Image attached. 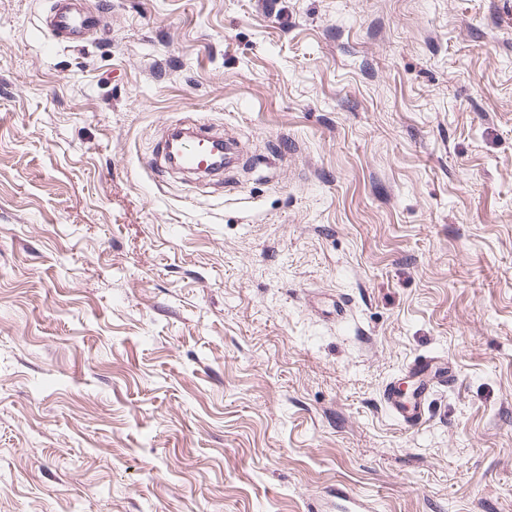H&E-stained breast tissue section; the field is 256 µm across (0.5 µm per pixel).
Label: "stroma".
I'll use <instances>...</instances> for the list:
<instances>
[{
	"label": "stroma",
	"mask_w": 512,
	"mask_h": 512,
	"mask_svg": "<svg viewBox=\"0 0 512 512\" xmlns=\"http://www.w3.org/2000/svg\"><path fill=\"white\" fill-rule=\"evenodd\" d=\"M46 6L0 0V512H512V0ZM194 120L234 191L157 174ZM43 28L57 44L66 47L84 43L89 33L107 28V10L91 7L85 0H49ZM458 382L455 368L444 357L421 354L401 371V378L386 384L382 400L386 409L406 430H416L432 418L436 389L453 387ZM412 387L411 398L402 394L401 386Z\"/></svg>",
	"instance_id": "stroma-1"
}]
</instances>
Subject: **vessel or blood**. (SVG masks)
<instances>
[{"instance_id": "obj_1", "label": "vessel or blood", "mask_w": 512, "mask_h": 512, "mask_svg": "<svg viewBox=\"0 0 512 512\" xmlns=\"http://www.w3.org/2000/svg\"><path fill=\"white\" fill-rule=\"evenodd\" d=\"M43 27L57 44L74 47L84 43L89 33L107 28L104 7H91L86 0H49ZM236 144L201 124L182 123L170 127L157 146V157L175 163L190 174H232ZM455 368L444 357L421 354L407 364L401 378L386 384L382 400L386 409L407 430H416L432 418L437 389L455 386Z\"/></svg>"}]
</instances>
